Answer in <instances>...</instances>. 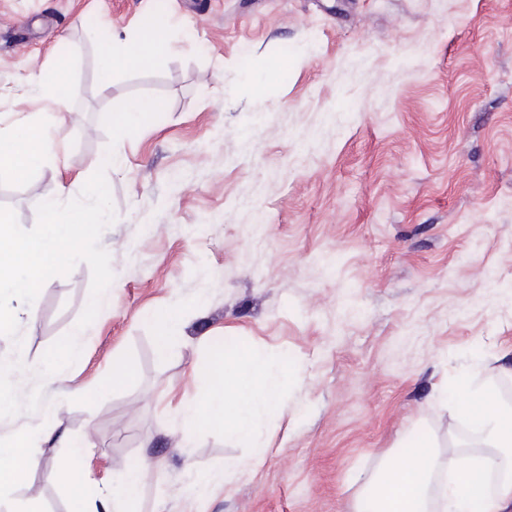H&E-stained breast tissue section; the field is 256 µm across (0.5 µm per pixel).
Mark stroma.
<instances>
[{
	"instance_id": "obj_1",
	"label": "stroma",
	"mask_w": 512,
	"mask_h": 512,
	"mask_svg": "<svg viewBox=\"0 0 512 512\" xmlns=\"http://www.w3.org/2000/svg\"><path fill=\"white\" fill-rule=\"evenodd\" d=\"M166 2L169 51L105 88L102 32L136 39L148 0H0V121L55 112L20 87L57 46L78 93L56 158L0 176V205L32 229L42 200L77 198L120 155L99 238L114 280L82 355L57 378L11 374L42 407L0 418V439L54 429L19 497L69 512L52 465L77 441L107 485L155 463L132 512H352L403 440L475 454L431 396L468 373L512 404V0ZM135 96L167 110L111 142L102 113ZM90 283L82 261L49 279L0 362H40ZM176 300L190 309L162 357L155 320ZM226 340L294 369L256 443L173 425Z\"/></svg>"
}]
</instances>
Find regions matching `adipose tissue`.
Here are the masks:
<instances>
[{
	"mask_svg": "<svg viewBox=\"0 0 512 512\" xmlns=\"http://www.w3.org/2000/svg\"><path fill=\"white\" fill-rule=\"evenodd\" d=\"M170 25L168 13L150 10L140 20L142 38L126 41L106 34L100 41L102 85H109L113 74L131 61L149 62L166 53L164 37ZM27 90L42 100L58 104L72 98L74 87L67 77L65 62L32 73ZM61 116H27L0 127V172L15 181H25L31 172L52 157L58 147L55 131ZM289 377L287 365L251 350L237 360L224 357L205 373L206 390L201 402L182 405L177 411L180 426L194 430L204 424L220 423L225 435L255 439L261 417L283 411L282 388ZM48 435L47 426L21 428L11 440L0 442V512H40L31 501L16 497L34 463L33 450ZM87 445L71 450L70 458L55 470V478L73 498L71 512H126L127 504L139 493L150 462H142L113 478L111 491L96 490L91 471L83 464Z\"/></svg>",
	"mask_w": 512,
	"mask_h": 512,
	"instance_id": "ef3b65f1",
	"label": "adipose tissue"
}]
</instances>
